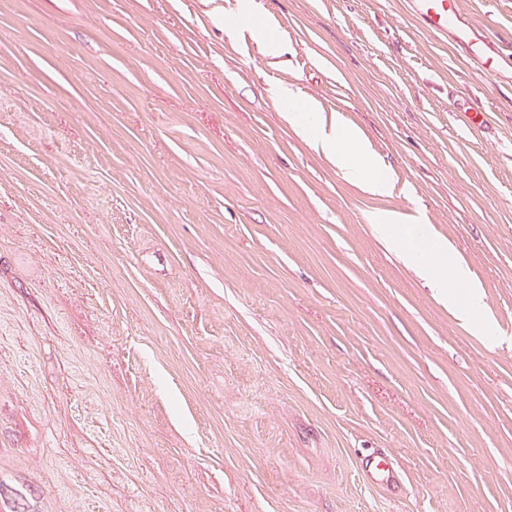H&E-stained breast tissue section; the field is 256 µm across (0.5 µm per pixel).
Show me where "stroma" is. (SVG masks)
I'll return each instance as SVG.
<instances>
[{
  "label": "stroma",
  "instance_id": "obj_1",
  "mask_svg": "<svg viewBox=\"0 0 512 512\" xmlns=\"http://www.w3.org/2000/svg\"><path fill=\"white\" fill-rule=\"evenodd\" d=\"M254 2L277 54L235 0H0V512H512V59L485 78L402 0ZM459 5L512 42V0ZM384 211L448 241L497 339ZM236 4L235 15L242 22L243 27L250 31L253 39L262 42L270 51H276L279 41L276 30L257 16L249 0H238ZM300 112H289L290 120L301 130L311 146L335 161L337 168L349 178H357L371 190L382 192L388 186L385 168L371 155L358 131L341 119L323 117L297 105Z\"/></svg>",
  "mask_w": 512,
  "mask_h": 512
}]
</instances>
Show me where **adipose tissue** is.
Masks as SVG:
<instances>
[{
  "label": "adipose tissue",
  "mask_w": 512,
  "mask_h": 512,
  "mask_svg": "<svg viewBox=\"0 0 512 512\" xmlns=\"http://www.w3.org/2000/svg\"><path fill=\"white\" fill-rule=\"evenodd\" d=\"M290 119L315 150L335 161L343 175L360 179L376 192L386 189L387 172L371 155L356 129L342 120L328 121L312 112H294ZM373 221L383 227L394 250L419 261L433 275L436 286L447 297L449 307L462 321H469L472 313L484 309L479 285L472 283L447 242L435 237L417 238L411 225L395 212L377 214Z\"/></svg>",
  "instance_id": "ef3b65f1"
}]
</instances>
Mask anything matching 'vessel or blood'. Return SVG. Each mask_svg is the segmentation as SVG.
<instances>
[{
  "instance_id": "1",
  "label": "vessel or blood",
  "mask_w": 512,
  "mask_h": 512,
  "mask_svg": "<svg viewBox=\"0 0 512 512\" xmlns=\"http://www.w3.org/2000/svg\"><path fill=\"white\" fill-rule=\"evenodd\" d=\"M408 11L429 33L450 39L478 60L480 72L494 77L503 58L502 42L466 23L458 0H406Z\"/></svg>"
}]
</instances>
